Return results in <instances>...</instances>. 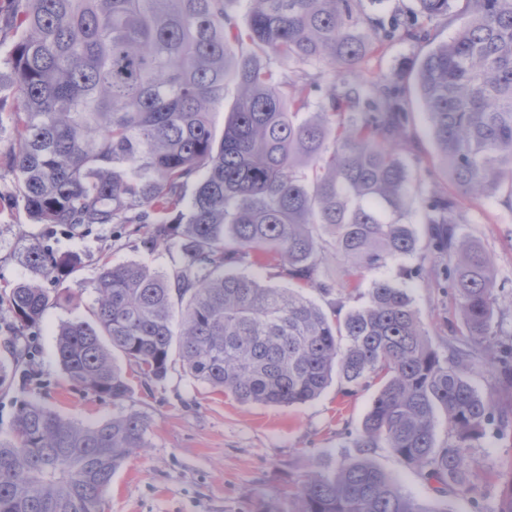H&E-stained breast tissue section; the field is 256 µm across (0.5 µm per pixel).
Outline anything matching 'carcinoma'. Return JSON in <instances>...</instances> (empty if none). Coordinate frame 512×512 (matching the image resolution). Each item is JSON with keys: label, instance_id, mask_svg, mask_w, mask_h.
Returning <instances> with one entry per match:
<instances>
[{"label": "carcinoma", "instance_id": "cac0c4a2", "mask_svg": "<svg viewBox=\"0 0 512 512\" xmlns=\"http://www.w3.org/2000/svg\"><path fill=\"white\" fill-rule=\"evenodd\" d=\"M247 2L245 23L234 5ZM17 38L0 56L16 102L12 145L0 162L21 208L45 226L16 253L30 276L0 288L10 313L0 389L31 377L32 340L86 264L60 252L59 233L86 237L130 225L141 245L173 253L168 271L105 262L83 282L88 316L62 323L55 356L74 387L128 399L115 354L143 383L180 363L194 382L241 403L303 405L336 379L345 391L378 385L337 468L299 479L295 512H437L421 508L369 459L387 448L436 495L477 487L470 449L494 424L512 435V344L498 343L491 258L466 234L455 196L426 191L398 152L411 104L447 177L462 194L512 201V0H410L384 24L385 0H8ZM460 24L446 42L385 77L370 97L343 75L376 44L426 42L414 17ZM339 73L318 110L315 81L276 75L273 60ZM235 93L221 136L211 115ZM425 249L446 262L460 313L435 347L407 290L359 279ZM336 276L325 273L328 258ZM272 265L294 284L276 288L239 271ZM333 297L327 312L303 295ZM493 363L504 399L469 373ZM447 439H436L438 417ZM149 417L132 407L94 424L63 418L36 399L0 434V512H101L112 477L148 447Z\"/></svg>", "mask_w": 512, "mask_h": 512}]
</instances>
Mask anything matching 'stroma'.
<instances>
[{
	"mask_svg": "<svg viewBox=\"0 0 512 512\" xmlns=\"http://www.w3.org/2000/svg\"><path fill=\"white\" fill-rule=\"evenodd\" d=\"M422 46L395 41L384 44L363 64L361 84L371 91L380 76L405 69L419 56ZM412 141L401 147L403 158L414 168L426 189L454 193L455 188L440 164L427 134L424 115L413 110ZM459 208L476 243L494 262L500 288L495 327L512 333V209L504 196L472 199L459 196ZM41 225L31 223L23 210L0 214V278H25L26 270L16 261L18 247L38 236ZM59 251H77L87 256L78 279L61 289L58 305L50 307L34 342V360L39 370L26 391L0 390V433H8L20 402L36 397L62 416L94 423L119 413L120 405L71 386L55 357L56 332L62 322L87 314L91 298L82 291V280L92 278L100 259L121 264L135 261L154 270H166L172 257L165 247L145 250L139 234L119 238L104 231L78 239L57 236ZM419 269L418 277H402V269ZM389 279L408 288L414 306L429 331L433 344L451 336L450 325L458 315L444 273L443 263L425 251L365 274L360 293H367L374 277ZM133 387L130 406L146 413L151 422L149 446L130 456L112 479L104 512H292L288 497L297 475L334 469L341 456L352 453L353 435L377 393L376 386L361 387L344 394L332 383L315 401L298 406L241 403L193 382L180 365H173L167 378L143 385L136 372H129ZM375 465L394 477L403 490L428 512H476L477 507L495 506L505 487L504 475L512 469V437H503L494 427L471 451V462L479 474L477 500L438 497L412 469L404 467L388 449H374Z\"/></svg>",
	"mask_w": 512,
	"mask_h": 512,
	"instance_id": "35a3bbf8",
	"label": "stroma"
}]
</instances>
